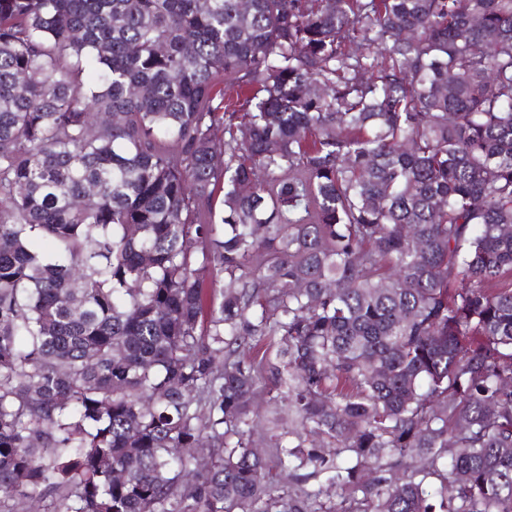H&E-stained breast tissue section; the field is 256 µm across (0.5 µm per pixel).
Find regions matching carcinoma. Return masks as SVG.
Instances as JSON below:
<instances>
[{
    "label": "carcinoma",
    "mask_w": 512,
    "mask_h": 512,
    "mask_svg": "<svg viewBox=\"0 0 512 512\" xmlns=\"http://www.w3.org/2000/svg\"><path fill=\"white\" fill-rule=\"evenodd\" d=\"M241 3L0 0V512H512V0Z\"/></svg>",
    "instance_id": "obj_1"
}]
</instances>
